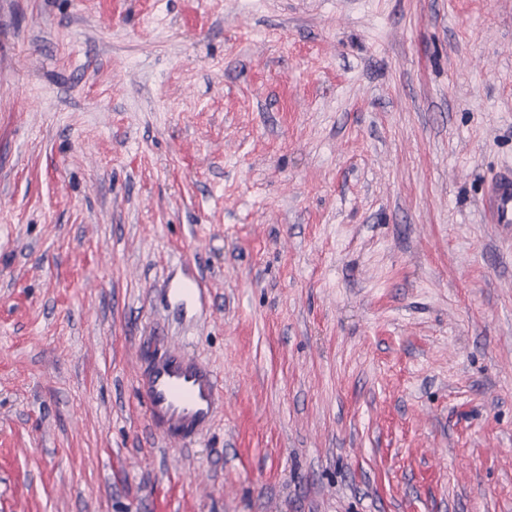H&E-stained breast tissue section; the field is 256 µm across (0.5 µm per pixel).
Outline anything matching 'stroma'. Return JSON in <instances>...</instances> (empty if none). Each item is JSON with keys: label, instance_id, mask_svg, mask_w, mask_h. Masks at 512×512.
Returning <instances> with one entry per match:
<instances>
[{"label": "stroma", "instance_id": "1", "mask_svg": "<svg viewBox=\"0 0 512 512\" xmlns=\"http://www.w3.org/2000/svg\"><path fill=\"white\" fill-rule=\"evenodd\" d=\"M509 166L512 0H0V512H512ZM483 205L491 223L512 227V174H504L487 189ZM135 392L154 433L190 441L212 427L222 387L209 364L184 350L150 348L137 374Z\"/></svg>", "mask_w": 512, "mask_h": 512}]
</instances>
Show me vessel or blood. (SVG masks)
Masks as SVG:
<instances>
[{
	"label": "vessel or blood",
	"mask_w": 512,
	"mask_h": 512,
	"mask_svg": "<svg viewBox=\"0 0 512 512\" xmlns=\"http://www.w3.org/2000/svg\"><path fill=\"white\" fill-rule=\"evenodd\" d=\"M483 205L492 223L512 227V174L488 187ZM135 392L154 433L190 441L212 427L222 387L209 364L184 350L151 348L137 374Z\"/></svg>",
	"instance_id": "obj_1"
}]
</instances>
